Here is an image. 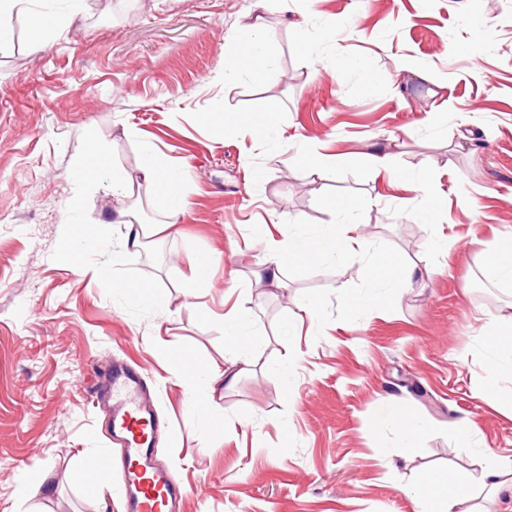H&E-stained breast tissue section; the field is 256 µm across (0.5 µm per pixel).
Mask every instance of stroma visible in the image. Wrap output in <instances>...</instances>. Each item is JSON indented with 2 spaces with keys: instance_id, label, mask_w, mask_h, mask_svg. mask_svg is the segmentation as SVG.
Instances as JSON below:
<instances>
[{
  "instance_id": "35a3bbf8",
  "label": "stroma",
  "mask_w": 512,
  "mask_h": 512,
  "mask_svg": "<svg viewBox=\"0 0 512 512\" xmlns=\"http://www.w3.org/2000/svg\"><path fill=\"white\" fill-rule=\"evenodd\" d=\"M253 0H85L82 15L35 38L26 13L0 46V512L25 467L49 478L25 512H124L121 470L98 499L79 462L115 447L93 397L117 361L143 369L169 432L155 455L188 489L185 512H414L411 485L441 473L469 495L464 512H512V407L484 395V330L512 314L485 243L512 237V0H295L263 16L275 58L259 78L225 80ZM275 130L210 133L213 112L258 115ZM138 177L143 144L181 174L179 231L124 248L120 203L74 180L90 143ZM378 145L388 168L366 153ZM320 170L304 166L309 150ZM404 173L420 191L395 180ZM441 200L434 219L417 213ZM80 208H70L72 198ZM357 205L363 255L290 265L283 287L257 283L267 238L323 240L331 203ZM90 228L89 272L63 246ZM453 241L442 249L441 239ZM121 250V276L163 296L130 300L95 275ZM218 256L190 293L195 260ZM414 267L409 288L368 311L369 257ZM312 318L298 314L309 302ZM212 310L203 317L200 306ZM238 310L250 370L214 396L207 425L173 358L223 364L234 345L222 315ZM424 430L414 446L394 419ZM468 422L472 446H458Z\"/></svg>"
}]
</instances>
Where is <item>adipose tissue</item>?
Returning a JSON list of instances; mask_svg holds the SVG:
<instances>
[{
	"mask_svg": "<svg viewBox=\"0 0 512 512\" xmlns=\"http://www.w3.org/2000/svg\"><path fill=\"white\" fill-rule=\"evenodd\" d=\"M273 42L274 36L264 23L255 22L248 37L229 55L224 70L225 79L231 80L242 74L260 77L271 61ZM72 176L79 181L105 186L119 199L137 197L161 200L167 221L149 228L140 223L135 206L128 205L118 210L115 221L126 225L132 236V244L136 247L141 246L147 234L175 231L177 221L186 209V198L179 177L172 170L164 168L149 148L144 151L142 180L139 183H132L126 170L114 163L107 152L95 143L85 152ZM333 210L340 214L341 219L321 245L291 240L270 241L269 260L262 273L263 279L278 287L282 284V271L287 265L299 261L318 264L329 255L365 252L366 241L361 227L352 220L353 206L339 203L334 205ZM488 342V365L491 372L499 378H512V316L496 323ZM251 364L250 355L244 353L231 360L226 368L212 366L190 372L183 361L177 360L173 362L172 370L187 388L193 389L202 378L212 387L220 383L231 384L239 374L247 372ZM465 497L464 488L449 486L447 477L439 474L424 477L414 485L416 512H454Z\"/></svg>",
	"mask_w": 512,
	"mask_h": 512,
	"instance_id": "adipose-tissue-1",
	"label": "adipose tissue"
}]
</instances>
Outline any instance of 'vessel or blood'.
I'll return each mask as SVG.
<instances>
[{
    "instance_id": "1",
    "label": "vessel or blood",
    "mask_w": 512,
    "mask_h": 512,
    "mask_svg": "<svg viewBox=\"0 0 512 512\" xmlns=\"http://www.w3.org/2000/svg\"><path fill=\"white\" fill-rule=\"evenodd\" d=\"M147 385L145 372L118 366L100 392L111 404L107 431L120 446L126 512H181L187 489L152 461L160 422L142 397Z\"/></svg>"
}]
</instances>
